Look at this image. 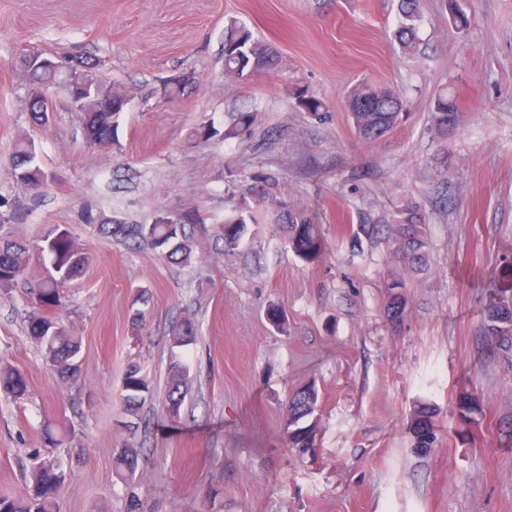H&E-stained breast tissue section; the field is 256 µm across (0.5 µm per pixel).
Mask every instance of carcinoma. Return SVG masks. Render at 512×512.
<instances>
[{
	"instance_id": "obj_1",
	"label": "carcinoma",
	"mask_w": 512,
	"mask_h": 512,
	"mask_svg": "<svg viewBox=\"0 0 512 512\" xmlns=\"http://www.w3.org/2000/svg\"><path fill=\"white\" fill-rule=\"evenodd\" d=\"M402 22L395 32L399 42L412 47L417 40V22L421 19L420 0H400ZM276 53L255 40L252 32L236 23L227 26L224 32V73L232 78H248L274 68ZM30 85L55 86L60 78L24 62ZM347 107L359 138L370 143L380 139L402 119L403 101L390 87L362 83L355 86L347 97ZM121 113L110 112L101 104L88 103L83 107L82 125L86 141L98 145H110L116 141ZM432 122L438 133L448 136V127L461 124L459 108L446 92L439 93L433 101ZM11 165L16 180L34 190L46 183V175L38 160L35 144L20 141L12 153ZM249 210L239 209L224 220L221 236L224 249L234 250L248 221ZM203 224V219L194 211L177 217L160 211L150 224H127L114 220L100 225V230L123 242L129 248L143 244L151 246L167 261L184 262L190 258V240ZM282 228L291 250L301 259L314 258L322 248V239L317 225L302 212L289 211L282 215ZM364 234L386 235L398 271L391 274L386 283L388 300L384 313L396 324L405 315L408 297L405 293L408 281L415 273L425 274L430 267L431 240L427 232L425 216L419 206L407 204L389 224H372L362 227ZM44 252L53 256V273L49 274L34 289L37 308L28 316L29 336L40 344L45 361L61 379H72L80 371L81 344L72 336L68 327L54 315V311L67 304L65 288L85 268V254L73 248L67 231L48 229L39 239L28 241L11 235H0V292H9L19 282L26 280L32 253ZM498 294L490 288L482 310L480 331L484 338L483 354L489 358L507 359L512 356V303L494 305ZM190 380L187 366H173L164 407L173 420L180 417L184 401L182 388ZM0 389L14 401L27 395L24 374L10 365L0 364ZM151 393L150 384L138 365L128 367L120 386L119 397L128 415H136ZM319 391L310 384L294 391L288 398V417L285 433L288 445L303 454L315 447L318 433ZM459 422L464 428L478 424L483 414V401L478 396H463L458 405ZM437 410L426 402L415 406L410 421L426 422L432 432L429 441L413 438L414 451L427 454L437 439ZM131 466H138V451L129 446L115 458L116 470L124 474ZM67 461L59 454H35L31 458L26 475L29 479L28 496L23 499L0 497V512H54L56 497L65 483Z\"/></svg>"
}]
</instances>
